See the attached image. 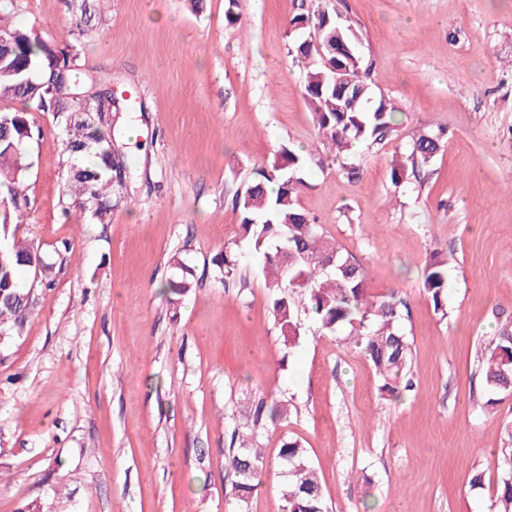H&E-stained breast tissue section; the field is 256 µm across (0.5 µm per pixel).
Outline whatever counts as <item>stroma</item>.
Here are the masks:
<instances>
[{
	"mask_svg": "<svg viewBox=\"0 0 512 512\" xmlns=\"http://www.w3.org/2000/svg\"><path fill=\"white\" fill-rule=\"evenodd\" d=\"M396 107L385 141L360 147L358 179L318 141L290 21L312 0H13L0 16L76 53L77 77L131 92L112 115V221L67 209L59 129L30 108V206L17 239L54 265L20 334L0 340V512H235L224 450L258 400L286 418L258 437L269 463L306 448L330 512H495V457L512 394L486 407L481 352L512 320V0H328ZM438 154L396 185L419 133ZM309 164L298 204L362 265L367 292L399 290L413 388L385 400L347 331L322 332L289 293L301 339L284 353L261 261L233 208L280 144ZM241 266L223 280L214 256ZM447 253L448 311L422 291ZM181 258L192 290L163 283ZM482 472L483 484L470 480Z\"/></svg>",
	"mask_w": 512,
	"mask_h": 512,
	"instance_id": "35a3bbf8",
	"label": "stroma"
}]
</instances>
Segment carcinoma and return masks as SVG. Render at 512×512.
I'll return each mask as SVG.
<instances>
[{"label":"carcinoma","instance_id":"1","mask_svg":"<svg viewBox=\"0 0 512 512\" xmlns=\"http://www.w3.org/2000/svg\"><path fill=\"white\" fill-rule=\"evenodd\" d=\"M336 13L319 7L291 20L294 57L306 65V97L322 145L350 158L361 146L380 143L394 130V108L384 97L373 96L369 70L363 59L345 64L336 74L323 59L304 44L305 34L318 26L330 32L336 27ZM305 27H299V24ZM76 56L58 51L33 39L22 29L0 28V98L34 102L43 112L58 113L64 152L67 154L66 194L68 206L90 216L97 224H107L112 216V124L103 117L87 116L105 106L100 84L93 76L79 83L73 79ZM32 129L23 110L0 111V182L7 195L0 198V333L19 332L30 308V291L19 283V273H35L33 281L46 286L52 282L53 264L34 247L9 238L11 221L21 223L27 198L20 189L26 170V144ZM440 137L432 132L419 134L408 148L404 161L391 168V180L399 185L408 176V166L427 163L436 154ZM308 157L286 145L255 170V177L237 195L235 209L240 224L251 240V249L263 259L266 288L274 324L283 336V346L294 349L300 340L297 311L288 303V293L307 291L310 310L325 333L349 329L357 346L369 357L378 380L381 397L399 398L411 387V343L402 332V310L407 302L391 290L371 297L366 291V273L345 257L336 243L318 232L298 205V190L305 185L303 175ZM288 252V265L280 253ZM224 278L238 269L239 259L230 251L215 258ZM448 257L439 251L426 263L423 290L435 310L447 315ZM175 277L163 289L180 297L192 287L191 273L178 257L173 259ZM483 380L496 393L512 392V327L501 328L484 349ZM287 412L283 404L258 402L251 409L249 436ZM507 439L497 450L501 478L496 512H512V424L506 426ZM278 465L286 482L280 496L279 512H328L322 486L306 449L295 442L280 448ZM268 462L263 449L244 438L239 429L231 433L224 455L230 476V494L236 512H249L252 494L263 484Z\"/></svg>","mask_w":512,"mask_h":512}]
</instances>
